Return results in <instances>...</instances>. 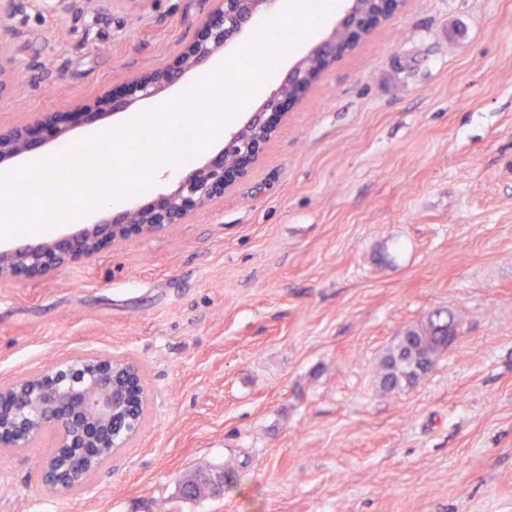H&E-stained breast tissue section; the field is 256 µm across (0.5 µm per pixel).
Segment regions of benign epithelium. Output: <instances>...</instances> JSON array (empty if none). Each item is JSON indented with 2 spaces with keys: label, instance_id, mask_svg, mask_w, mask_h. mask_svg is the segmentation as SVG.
Returning <instances> with one entry per match:
<instances>
[{
  "label": "benign epithelium",
  "instance_id": "obj_1",
  "mask_svg": "<svg viewBox=\"0 0 512 512\" xmlns=\"http://www.w3.org/2000/svg\"><path fill=\"white\" fill-rule=\"evenodd\" d=\"M212 8L193 21L196 34L187 50L164 67L135 74L124 83L117 109L158 96L185 73L201 70L224 46L235 42L253 17L277 0H212ZM406 0H349L331 35L311 47L245 123L224 138L220 152L182 176L177 188L157 200L128 208L97 224L48 241L0 249V281L19 274L46 275L78 260H90L106 246L132 234L160 233L224 198L234 182L247 175L285 118V109L341 53L352 48L375 25ZM13 48L0 43V95L12 91ZM98 101L77 100L60 112L39 114L26 122L0 126V164L30 148L42 127L53 125L63 136L71 120L96 116ZM149 410V395L140 365L110 353L81 354L0 386V447L28 448L48 436L54 448H95L106 460L139 432ZM49 456L42 482L53 492L85 488L90 477L73 481L65 465Z\"/></svg>",
  "mask_w": 512,
  "mask_h": 512
}]
</instances>
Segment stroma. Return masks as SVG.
<instances>
[{
	"mask_svg": "<svg viewBox=\"0 0 512 512\" xmlns=\"http://www.w3.org/2000/svg\"><path fill=\"white\" fill-rule=\"evenodd\" d=\"M209 0H20L0 123L124 92ZM454 315L418 383L398 336ZM137 361L139 434L85 489L0 452V512H512V0H407L291 106L189 223L0 281V384L76 353ZM221 467L223 495L181 498ZM454 324L456 321L453 316L442 317L437 314L425 324L405 331L382 363V388L393 391L425 376L439 356L454 342L455 333L448 336V328Z\"/></svg>",
	"mask_w": 512,
	"mask_h": 512,
	"instance_id": "35a3bbf8",
	"label": "stroma"
}]
</instances>
